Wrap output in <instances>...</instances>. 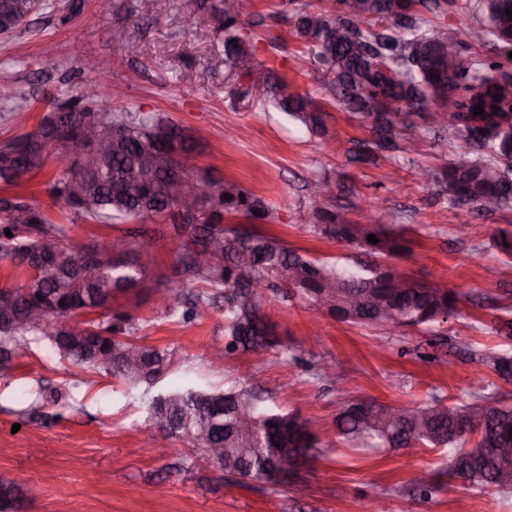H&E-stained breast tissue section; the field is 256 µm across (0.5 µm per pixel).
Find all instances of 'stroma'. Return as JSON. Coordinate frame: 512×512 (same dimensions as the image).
I'll use <instances>...</instances> for the list:
<instances>
[{"label": "stroma", "mask_w": 512, "mask_h": 512, "mask_svg": "<svg viewBox=\"0 0 512 512\" xmlns=\"http://www.w3.org/2000/svg\"><path fill=\"white\" fill-rule=\"evenodd\" d=\"M46 0L30 24L0 35V82L14 86L35 127L55 102L96 84V102L115 112L158 113L179 123L198 147L192 164L242 185L268 204L263 233L300 253L352 266L361 251L314 235L304 218L317 205L316 180L331 184L332 210L359 219L376 210L381 223L406 228L405 253L393 267L416 281L455 289L459 312L435 331L382 335L336 321L300 296L264 289L266 311L299 359L276 352H224V311L201 308L183 323L156 308V277L181 282V297L203 285L182 280L179 241L171 225H147L142 262L147 285L116 305L140 320L145 343L168 349L172 360L146 385L75 366L53 354L47 340L28 337L27 353L0 377V480L26 493L21 512H512L493 488L474 491L450 480L439 450H355L336 432L345 398L414 406L488 399L512 405V383L483 366L481 355L512 347L499 334L512 305V262L493 243L496 229L512 225V207L456 229L454 210L438 189L418 182L419 167H444L466 148H432L433 125L408 114L402 134L429 141L424 154H380L368 164L349 159L369 131L341 108L314 69L294 61L303 51L292 33L288 0H253L242 33L256 43V66L243 76L224 63L223 35L203 23L198 0ZM137 43L138 55L126 52ZM310 96L323 115L315 135L287 117L264 83L267 75ZM189 383L221 390L236 386L266 405L309 419L327 453L279 483L236 481L201 455L163 454L143 437L148 397ZM42 414H27L39 392ZM429 472L440 486L428 502L413 483Z\"/></svg>", "instance_id": "stroma-1"}]
</instances>
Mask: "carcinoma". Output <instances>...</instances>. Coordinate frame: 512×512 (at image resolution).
Segmentation results:
<instances>
[{
  "label": "carcinoma",
  "instance_id": "cac0c4a2",
  "mask_svg": "<svg viewBox=\"0 0 512 512\" xmlns=\"http://www.w3.org/2000/svg\"><path fill=\"white\" fill-rule=\"evenodd\" d=\"M350 10L332 16L299 5L294 29L306 50L305 62L331 76L328 92L337 103L358 115L371 139L360 142L352 160L368 163L377 152L401 149L400 114L424 110L434 102L437 127L448 137H464L468 151L440 170L422 168L419 177L440 188L448 207L479 216L512 204V71L501 68L497 50L502 36L512 33V0H475V24L461 32L455 28H426V13H445L454 0H339ZM200 16L213 18L224 32V59L232 68L254 59L253 46L237 26L239 14L227 0L199 5ZM488 45L483 55L465 57L470 42ZM278 108L308 131L324 129L322 113L309 97L294 94L288 82L278 80ZM484 113L473 114L474 106ZM118 132L103 154L84 160V191L75 200L65 197L71 171L56 166L44 191L61 201L71 215L70 223L52 220L25 193L0 197V263L22 274L13 285L0 287V373L28 335L47 339L52 350L76 365L103 370L112 376L138 383H152L169 365L165 349L134 339L138 318L112 307L114 299L132 288L144 287L142 250L126 237L100 247L96 267L80 263L71 238L77 222L105 226L117 223L170 224L181 239L178 267L187 279L205 285L191 301L166 306L184 323L194 321L199 307L224 302V353L278 351L283 359H296V349L268 339L275 324L262 311L258 289L269 280L295 271L299 278L292 289L310 303L314 291L332 288L345 298L360 300L356 308L343 306L337 320L355 326L389 329H429L448 321L457 312L458 294L418 281L400 287L404 274L385 262L345 267L311 258L288 248L276 237L254 230L269 218L264 200L234 182L221 186L220 209L202 202L190 216H181L173 205L174 187L184 176L203 179L209 171L189 165L195 150L191 138L178 126L157 114L102 112ZM158 125L170 131L168 146L179 150L170 167L146 176L153 155L161 152L146 133ZM20 151L0 154V185L16 187L55 162L47 136L27 139L15 136ZM27 211L28 221L14 218L16 207ZM235 213L246 223L227 226L224 214ZM313 233L363 250L384 259L401 254L405 231L396 232L367 217L364 223L346 222L326 207L309 214ZM10 230L8 237L5 230ZM373 234L378 242H368ZM45 238L58 242L50 270L29 273L23 257L37 250ZM494 246L512 259V229L500 228ZM135 351L141 369L135 375L123 370L126 354ZM496 376L512 383V356L492 353L482 359ZM248 412L254 428L241 434L232 429L238 411ZM148 422L167 424L168 437L183 439L193 447L224 449V472L240 480H273L281 453L295 457L296 467L323 452L309 420L291 411L272 408L246 389L224 391L175 387L148 399ZM338 435L355 447L395 450L412 445L440 449L446 456L451 480L465 487H494L512 492V479L504 481L501 470L512 469V459H500L497 449L512 448V408L485 403L444 404L439 400L418 406H395L368 401L354 410L342 405L336 416ZM473 446H468V443ZM18 486L0 481V512L18 505Z\"/></svg>",
  "mask_w": 512,
  "mask_h": 512
}]
</instances>
